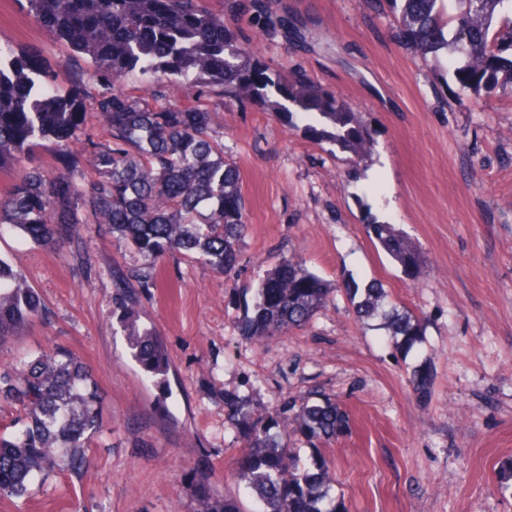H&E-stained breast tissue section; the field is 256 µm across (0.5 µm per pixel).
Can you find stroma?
<instances>
[{"label": "stroma", "instance_id": "35a3bbf8", "mask_svg": "<svg viewBox=\"0 0 512 512\" xmlns=\"http://www.w3.org/2000/svg\"><path fill=\"white\" fill-rule=\"evenodd\" d=\"M302 40L257 26L254 0H204L273 74L302 73L335 90L370 125L374 145L350 165L302 121L258 104L202 97L211 130L242 174L248 232L238 270L218 275L182 256L153 264L97 224L58 246L7 232L0 256L40 296L43 318L0 350V366L57 345L80 357L101 394L102 435L79 473L59 471L0 512H200L194 485L259 505L237 478L243 443L224 422V396L255 405L320 390L349 430L320 446L342 512H512V100L470 105L456 56L421 57L396 38L390 12L368 0H269ZM0 40L51 72L90 75L65 42L0 0ZM390 224L423 253L411 280L367 233ZM295 254L333 292L304 329L258 345L241 325L264 271ZM151 267L135 291L139 330L158 334L171 366L132 357L114 275ZM380 281L413 310L424 336L396 350L376 321H359L346 287ZM427 365L429 396L411 370ZM408 382L414 394L425 397L431 393L433 376L428 367L420 365L411 371Z\"/></svg>", "mask_w": 512, "mask_h": 512}]
</instances>
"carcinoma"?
<instances>
[{
    "instance_id": "cac0c4a2",
    "label": "carcinoma",
    "mask_w": 512,
    "mask_h": 512,
    "mask_svg": "<svg viewBox=\"0 0 512 512\" xmlns=\"http://www.w3.org/2000/svg\"><path fill=\"white\" fill-rule=\"evenodd\" d=\"M388 6L398 39L425 56L441 46L461 59L459 84L475 100L512 98V0H371ZM40 27L91 61L94 77L109 87L96 91L80 80L62 87L31 57L13 50L0 63V172L18 165L36 140L53 138L62 150L80 148L79 164L99 178L79 187L65 171L37 168L18 174L0 193V226L35 244L54 246L78 224L105 225L139 254L158 261L182 255L228 275L238 266L248 231L241 172L224 158V142L210 133V112L161 104L162 91L148 85L137 98L124 91L137 70L195 101L205 91L256 102L274 115L297 113L306 130L312 121L333 126L329 139L356 164L372 147L370 126L340 96L310 81L269 74L254 45L213 17L202 0H21ZM262 26L290 38L302 32L263 14ZM103 117L106 136L81 143L87 115ZM385 253L409 278L423 271L421 252L389 224H371ZM328 283L295 257L281 258L260 279L253 315L243 334L262 344L306 327L326 305ZM350 300L359 319L378 318L405 350L421 341L420 318L388 300L377 281L354 289ZM42 314V303L23 274L0 257V347ZM132 357L144 371L162 375L170 356L151 332L133 335ZM414 394L431 393L433 376L424 365L409 377ZM0 400L23 415L0 431V496L22 498L51 472L76 470L100 433L97 385L89 367L60 347L0 368ZM225 420L244 443L238 477L260 504V512H340L331 494L329 464L322 455L300 463L288 434L312 447L338 440L349 417L336 399L285 396L262 410L247 396L224 395ZM202 512H241L236 498L220 500L199 487Z\"/></svg>"
}]
</instances>
